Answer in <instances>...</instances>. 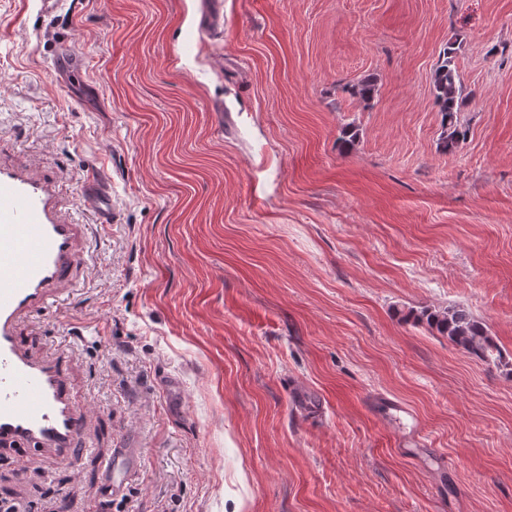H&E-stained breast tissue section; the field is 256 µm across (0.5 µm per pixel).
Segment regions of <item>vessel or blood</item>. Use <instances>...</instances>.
Here are the masks:
<instances>
[{
	"label": "vessel or blood",
	"instance_id": "obj_1",
	"mask_svg": "<svg viewBox=\"0 0 512 512\" xmlns=\"http://www.w3.org/2000/svg\"><path fill=\"white\" fill-rule=\"evenodd\" d=\"M83 202L99 224L115 218L106 179L89 175ZM82 227L52 217L49 192L0 170V443L36 446L70 459L82 424L55 358L33 357L23 340L26 321L58 308L80 260ZM139 461L137 449H113L105 492L122 493Z\"/></svg>",
	"mask_w": 512,
	"mask_h": 512
}]
</instances>
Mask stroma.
<instances>
[{
    "label": "stroma",
    "instance_id": "35a3bbf8",
    "mask_svg": "<svg viewBox=\"0 0 512 512\" xmlns=\"http://www.w3.org/2000/svg\"><path fill=\"white\" fill-rule=\"evenodd\" d=\"M200 10L80 0L43 19L0 0V169L85 227L73 294L24 331L61 358L84 440L72 463L0 447V497L512 512V372L401 318L464 306L512 360V0H224L208 31ZM62 39L84 63L70 89ZM451 41L469 134L442 154L432 75ZM369 75L367 106L342 87ZM95 166L106 226L81 200ZM79 322L103 338H71ZM127 440L140 461L102 503Z\"/></svg>",
    "mask_w": 512,
    "mask_h": 512
}]
</instances>
